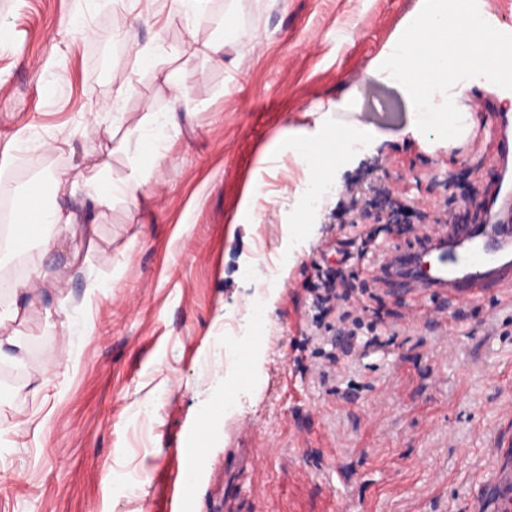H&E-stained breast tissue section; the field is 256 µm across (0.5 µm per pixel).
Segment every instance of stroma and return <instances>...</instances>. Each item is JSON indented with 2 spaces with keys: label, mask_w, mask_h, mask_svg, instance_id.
<instances>
[{
  "label": "stroma",
  "mask_w": 512,
  "mask_h": 512,
  "mask_svg": "<svg viewBox=\"0 0 512 512\" xmlns=\"http://www.w3.org/2000/svg\"><path fill=\"white\" fill-rule=\"evenodd\" d=\"M421 8L209 0L191 23L175 0H0V212L49 177L103 168L125 179L127 132L148 112L177 116L143 174L150 203L98 210L72 198L77 225L51 249L35 239L20 253L26 273L44 276L7 326L17 359L0 362V512H224L228 484L234 512H497L512 491L493 480L512 467V304L487 299L437 324L423 292L358 290L365 318L398 334L344 351L335 316L308 291L339 240L371 231L385 252L419 245L381 222L350 225L366 176L402 203L467 220L497 177L493 147L428 146L408 134L397 87L358 82ZM218 41L220 53L206 51ZM136 47L154 67L136 63ZM330 124L372 139L337 165L306 235L289 239L306 174L287 136L317 139ZM18 137L26 148L10 153ZM64 138L69 149L46 150ZM251 183L267 196L248 214ZM271 260L280 286L264 325L225 344L262 291L243 268ZM70 322L88 333L69 335ZM255 339L248 383L237 353ZM229 382L235 410L185 488L200 417Z\"/></svg>",
  "instance_id": "35a3bbf8"
}]
</instances>
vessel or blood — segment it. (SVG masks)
<instances>
[{
	"label": "vessel or blood",
	"mask_w": 512,
	"mask_h": 512,
	"mask_svg": "<svg viewBox=\"0 0 512 512\" xmlns=\"http://www.w3.org/2000/svg\"><path fill=\"white\" fill-rule=\"evenodd\" d=\"M477 127L476 137L488 133ZM492 133L499 163L498 188L483 205L479 224H454L427 238L426 253L434 260L423 273L405 269L407 256L391 251L384 260L387 287L412 284L426 292L447 295L452 302L501 294L512 285V113L495 115Z\"/></svg>",
	"instance_id": "b4317fda"
}]
</instances>
